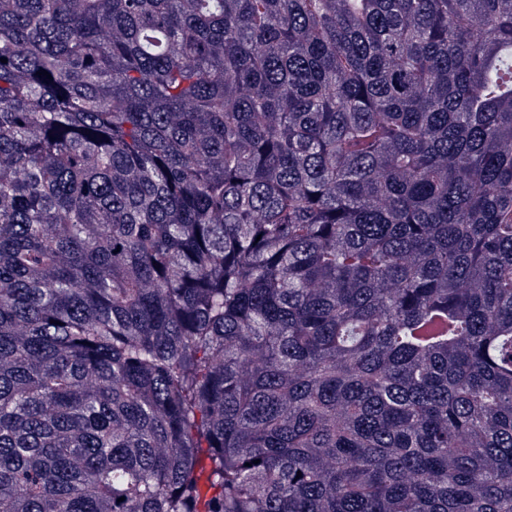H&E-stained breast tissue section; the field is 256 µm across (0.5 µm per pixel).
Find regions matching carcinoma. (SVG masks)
I'll return each instance as SVG.
<instances>
[{"mask_svg":"<svg viewBox=\"0 0 512 512\" xmlns=\"http://www.w3.org/2000/svg\"><path fill=\"white\" fill-rule=\"evenodd\" d=\"M2 58L0 512H512V0H0Z\"/></svg>","mask_w":512,"mask_h":512,"instance_id":"carcinoma-1","label":"carcinoma"}]
</instances>
